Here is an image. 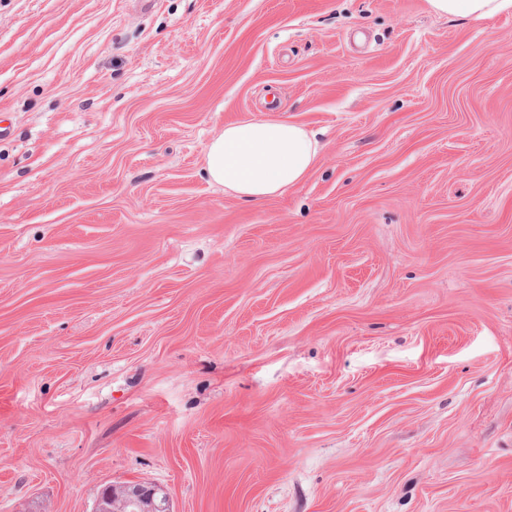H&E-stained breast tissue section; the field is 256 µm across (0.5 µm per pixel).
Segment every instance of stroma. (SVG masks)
Instances as JSON below:
<instances>
[{
    "label": "stroma",
    "mask_w": 512,
    "mask_h": 512,
    "mask_svg": "<svg viewBox=\"0 0 512 512\" xmlns=\"http://www.w3.org/2000/svg\"><path fill=\"white\" fill-rule=\"evenodd\" d=\"M314 167L211 184L224 125ZM512 512V12L0 0V512ZM318 153V143L302 126L251 119L225 125L203 162L207 177L225 193L261 202L301 182ZM92 512H172L161 487L137 482L105 486Z\"/></svg>",
    "instance_id": "obj_1"
}]
</instances>
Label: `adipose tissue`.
<instances>
[{
  "instance_id": "obj_1",
  "label": "adipose tissue",
  "mask_w": 512,
  "mask_h": 512,
  "mask_svg": "<svg viewBox=\"0 0 512 512\" xmlns=\"http://www.w3.org/2000/svg\"><path fill=\"white\" fill-rule=\"evenodd\" d=\"M436 13L492 17L512 10V0H428ZM317 142L300 125L244 120L225 125L209 143L204 170L226 193L261 202L285 193L314 166Z\"/></svg>"
}]
</instances>
